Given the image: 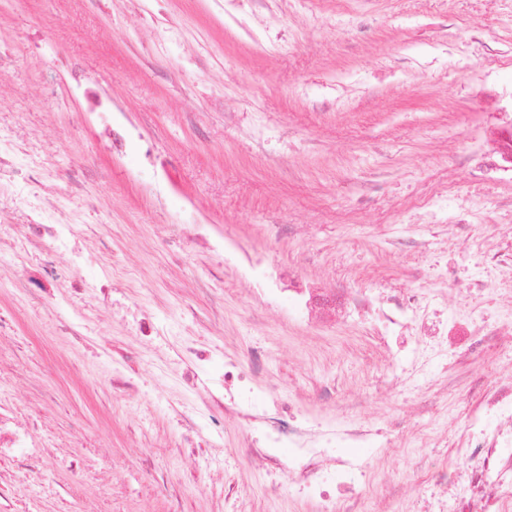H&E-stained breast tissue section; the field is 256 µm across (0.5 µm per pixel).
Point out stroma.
<instances>
[{"label":"stroma","instance_id":"1","mask_svg":"<svg viewBox=\"0 0 512 512\" xmlns=\"http://www.w3.org/2000/svg\"><path fill=\"white\" fill-rule=\"evenodd\" d=\"M0 35V132L35 143L44 191L96 258L70 306L26 303L22 267L0 254V401L28 422L32 458L0 460L11 512H313L238 452L240 424L214 435L209 394L184 378L188 347L225 354L261 344L271 382L301 414L336 410L316 388L362 400L381 427L440 380L439 358L393 392L391 357L350 320L315 335L287 303L254 298L233 268L169 224H204L309 279L371 292L426 289L430 310H500L512 269V173L477 171L512 121V0H9ZM289 225L278 245L266 227ZM147 304L160 329L141 340L99 299ZM490 280L470 301L464 287ZM80 312L84 336L55 324ZM129 389H113L114 377ZM208 441L184 442L182 419ZM403 453L395 506L423 491Z\"/></svg>","mask_w":512,"mask_h":512}]
</instances>
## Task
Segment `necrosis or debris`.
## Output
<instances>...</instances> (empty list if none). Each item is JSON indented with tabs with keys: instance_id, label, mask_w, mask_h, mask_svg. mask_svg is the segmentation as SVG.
Here are the masks:
<instances>
[{
	"instance_id": "4bbe7bcc",
	"label": "necrosis or debris",
	"mask_w": 512,
	"mask_h": 512,
	"mask_svg": "<svg viewBox=\"0 0 512 512\" xmlns=\"http://www.w3.org/2000/svg\"><path fill=\"white\" fill-rule=\"evenodd\" d=\"M23 157L31 175L28 182L11 185V192L25 205L40 203L36 191L43 167L40 158L20 155L0 135V166ZM78 236L75 225L43 215L40 222L26 225L22 239H15L0 225V250H10L19 260L33 254L40 268L31 280L22 282L24 297L51 294L67 277L55 257L70 254L72 267L84 266L88 258L74 248ZM207 250L224 258L225 265L241 270L253 288L274 292L298 313L304 324L334 326L337 313L365 316L374 336L383 342L416 332L428 335L424 357L453 352L458 374L444 379L433 393L424 394L417 412L424 413L447 401L448 397L479 394L476 407L458 414L460 429L452 448L454 462L439 468H425L419 477L429 490L427 512H512V374L488 383L471 373L470 367L488 348L498 346L503 326H512V290L501 289L507 302L498 325L470 313L450 316L446 335L429 334L420 312L429 305L425 291L399 293L380 298L362 288L335 285L315 288L302 278L298 268L285 267L249 254L223 238H203ZM71 267V268H72ZM265 353L251 347L224 361L221 387L211 396L209 410L213 428L224 419H237L244 427L239 451L257 460L265 470L282 478L300 497L314 504L317 512H360L359 505L377 483L392 487L393 475H379L375 456H351L354 448L375 445L395 448L405 433L403 418H394L383 429L349 419L323 425L298 414L294 400L268 391ZM264 402H257L258 391Z\"/></svg>"
}]
</instances>
